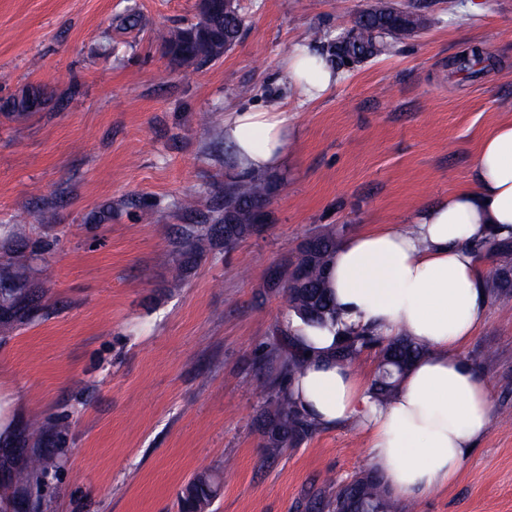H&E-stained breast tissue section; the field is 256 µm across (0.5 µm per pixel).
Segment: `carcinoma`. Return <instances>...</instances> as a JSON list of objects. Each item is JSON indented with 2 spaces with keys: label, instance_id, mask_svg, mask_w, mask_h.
Instances as JSON below:
<instances>
[{
  "label": "carcinoma",
  "instance_id": "carcinoma-1",
  "mask_svg": "<svg viewBox=\"0 0 512 512\" xmlns=\"http://www.w3.org/2000/svg\"><path fill=\"white\" fill-rule=\"evenodd\" d=\"M430 17L419 9L400 14L386 9L379 13L371 10L358 16L354 24L342 30L343 41L336 44V57L342 62H358L389 52L395 46L427 28ZM242 26L239 13L209 22L201 19L187 27L162 30L157 40L167 52L180 62L207 60L226 51V45L237 41ZM269 194L265 180L248 175L228 183L224 202L235 212V223H224V216L212 220L223 225L224 243L232 244L252 234L265 221V214L257 205ZM48 223L51 216L44 214L35 220L25 212L13 218V236L28 238L31 224ZM213 239V225L191 224L180 238L185 255H200ZM341 242L340 231L325 227L307 239L296 257L298 272L280 276L276 291L288 299L290 312L304 325L316 329L336 326V305L333 301L327 271L329 263ZM480 250L500 259V269L488 285L490 295L512 292V242L497 237L488 238ZM37 288L35 272L19 261H0V312L15 315L27 306ZM379 346V360L371 384L372 393L380 403L395 396L403 374L397 366L401 360L414 361L424 353V347L409 336H397L381 341L369 334L344 335L336 345V359L349 364L359 361L364 351ZM268 415L264 424L265 447L270 454L300 443L317 430L315 424L301 413L293 397L281 382L265 385ZM46 460L41 456L27 459L13 470V479L21 487L46 472ZM218 492L213 477L203 473L194 476L185 488V512H201ZM307 512H411V505L394 502L382 480L374 472L363 473L333 495L319 493L306 503Z\"/></svg>",
  "mask_w": 512,
  "mask_h": 512
}]
</instances>
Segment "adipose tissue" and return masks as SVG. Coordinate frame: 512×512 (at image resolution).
<instances>
[{
    "label": "adipose tissue",
    "instance_id": "adipose-tissue-1",
    "mask_svg": "<svg viewBox=\"0 0 512 512\" xmlns=\"http://www.w3.org/2000/svg\"><path fill=\"white\" fill-rule=\"evenodd\" d=\"M286 68L305 100L321 98L341 79L304 46L290 52ZM288 135L285 113L276 108L224 118V138L246 173L281 167ZM492 234L512 238V122L482 140L467 183L446 199L337 248L329 268L335 329L285 322L289 351L302 362L288 382L299 409L320 429L357 423L375 469L400 498L448 487L490 423V384L460 349L485 315L477 246ZM366 330L384 341L406 334L425 348L384 405L367 379L332 355L340 333Z\"/></svg>",
    "mask_w": 512,
    "mask_h": 512
}]
</instances>
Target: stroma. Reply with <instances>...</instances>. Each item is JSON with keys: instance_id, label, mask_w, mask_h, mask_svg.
Wrapping results in <instances>:
<instances>
[{"instance_id": "1", "label": "stroma", "mask_w": 512, "mask_h": 512, "mask_svg": "<svg viewBox=\"0 0 512 512\" xmlns=\"http://www.w3.org/2000/svg\"><path fill=\"white\" fill-rule=\"evenodd\" d=\"M424 7L430 27L395 52L338 64L336 35L364 11ZM223 55L173 61L162 29L200 0H0V261L44 269L45 290L0 319V381L24 418L13 445L57 465L30 486L0 467L6 512H181L200 472L204 512H305V501L371 470L354 425L269 456L262 434L284 294L267 286L328 224L343 237L398 224L465 183L482 139L512 121V0H238ZM322 38L305 43V30ZM309 45L341 81L304 103L286 59ZM481 50L479 76L451 69ZM40 92L35 112L7 102ZM288 116V164L267 173L268 219L173 281L183 226L224 211L239 172L207 130L241 107ZM197 199L183 209L185 197ZM42 216L26 240L18 210ZM462 355L487 378L486 433L448 488L413 512H512V293L488 298ZM43 426L31 431L32 423ZM218 484L206 473L194 476L185 488L183 506L186 512L203 511L218 492Z\"/></svg>"}]
</instances>
